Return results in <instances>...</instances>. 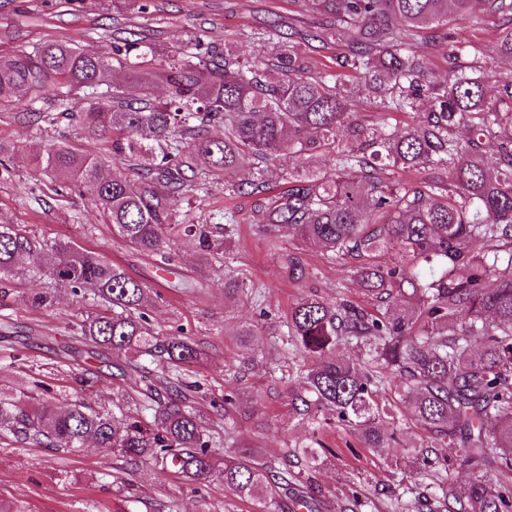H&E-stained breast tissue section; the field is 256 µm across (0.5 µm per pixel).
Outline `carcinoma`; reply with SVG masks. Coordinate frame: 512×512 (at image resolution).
<instances>
[{
	"label": "carcinoma",
	"instance_id": "carcinoma-1",
	"mask_svg": "<svg viewBox=\"0 0 512 512\" xmlns=\"http://www.w3.org/2000/svg\"><path fill=\"white\" fill-rule=\"evenodd\" d=\"M477 1L506 20L499 52L512 57V0H311L336 18V35L350 45L336 66L359 75L361 88L381 97L382 111L427 100L425 120L400 133L354 118L349 93L311 75L307 59L280 41L276 20L264 31L275 52L252 62L227 39L220 47L195 37L163 63L155 41L131 30L112 35L110 58L86 53L76 40L0 56L1 96L33 106L51 91L56 111H35L34 120L66 119L85 138L102 139L112 154L133 161L130 177L107 168L102 152L65 139L30 157L64 188L93 186L105 222L134 249L166 252L178 203L205 211L200 175L223 176L258 161L265 169L227 191L252 198L259 231L274 240L286 228L331 260H357L354 274L373 310L316 293L290 308L287 345L306 360L288 371L291 406L314 430L334 422L370 449L391 448L398 407L410 409L432 445L397 448L389 465L440 479V493L417 512H512V489L481 476L489 467L512 471V77L497 80L489 102L458 48L448 53L453 80L446 84L430 79L411 50L419 30L463 22ZM120 72L166 84V97H130L116 82ZM213 126L222 136H210ZM461 128L468 137L458 136ZM480 148L496 154L495 165L477 158ZM321 150L336 167L331 180L307 168ZM282 154L306 169L275 192L265 170ZM392 168L427 169L432 177L406 184L385 176ZM208 218L224 221L228 239L239 224L233 210ZM180 228L198 238L208 262L224 261L209 242V224ZM385 250L404 262L381 265ZM279 261L289 279L306 276L301 252L282 249ZM20 266L55 284L28 297L35 307H53L60 290L93 300L96 310L71 325L78 343L71 350L105 365L124 358L136 372L149 363L155 374L140 390L135 416L80 402L39 408L24 391L0 397L1 438L67 452L92 440L132 473L151 466L185 485L216 474L257 512H320L288 478L291 460L313 470L332 453L315 436L277 461L241 453L219 465L213 434L195 408L200 386L182 379L183 366L201 358L202 347L153 331L145 285L95 249L0 224V284ZM224 297L258 303L262 294L228 277ZM399 298L408 306L390 312ZM348 346L365 351L367 363L338 358ZM447 446L454 456L438 453ZM457 464L473 471L470 482H456Z\"/></svg>",
	"mask_w": 512,
	"mask_h": 512
}]
</instances>
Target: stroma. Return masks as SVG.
Returning a JSON list of instances; mask_svg holds the SVG:
<instances>
[{
	"label": "stroma",
	"mask_w": 512,
	"mask_h": 512,
	"mask_svg": "<svg viewBox=\"0 0 512 512\" xmlns=\"http://www.w3.org/2000/svg\"><path fill=\"white\" fill-rule=\"evenodd\" d=\"M279 18L293 50L312 59L316 70L336 64L347 54L346 41L330 34V21L309 7L307 0H0V55L30 51L49 41L80 40L84 50L111 55L106 29L113 25L148 30L165 52L175 51L190 37L202 34L217 43L232 38L242 58L254 61L270 52L258 41L259 23ZM501 31L498 17L475 10L468 20L422 31L413 49L424 57L434 80L449 75L447 39L459 35L464 59L481 56L491 76L485 81L488 96L496 94V79L512 76V59L499 57ZM77 139L68 123L49 127L34 122L22 103L0 105V144L13 152L8 167L0 166V224H13L48 239L73 240L96 249L106 260L158 291L152 306V326L161 335L183 330L200 342L205 354L186 366L185 378L205 381L209 388L197 408L208 426L221 433L217 456L251 452L268 459L282 457L304 443L310 427L289 404L292 386L282 379L288 347L285 321L300 293L314 291L328 300L348 297L367 305L350 264H333L318 248L307 246V276L290 283L273 250L254 224H241L229 246L223 267L206 266L197 241L184 235L172 243L171 272H163L160 256L130 248L113 234L94 204V192L81 184L56 192L54 178L34 170L33 150L60 138ZM249 277L265 297L267 316L246 301L224 299L227 276ZM195 290L183 292L184 283ZM48 278L18 274L0 293V323L7 321L18 335L34 337L31 345L0 341V392L14 394L38 380L51 387L58 403L81 401L96 408H111L128 401L129 378L112 367L103 368L98 383L84 385L80 378L88 364L56 353L57 338L66 336V322L85 316L86 303L69 293L58 296L53 308H37L29 294L49 287ZM254 326L249 346H242L237 331ZM240 400L231 411L218 406L224 392ZM324 439L336 450L313 471L296 476L320 505V512H343L353 494L368 497L359 512H395L382 495L387 486L402 484L403 502L432 495L435 478L393 476L381 450L358 449L353 433L331 428ZM176 502L178 512H255L250 502L232 496L220 478L209 477L185 485L169 473L150 467L120 473L112 457L87 446L77 454L36 445H6L0 441V503L16 512H160Z\"/></svg>",
	"instance_id": "35a3bbf8"
}]
</instances>
